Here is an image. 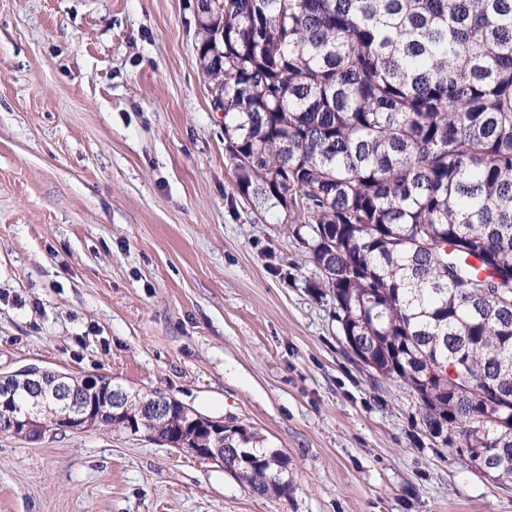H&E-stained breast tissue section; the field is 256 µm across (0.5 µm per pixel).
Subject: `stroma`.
<instances>
[{
  "label": "stroma",
  "mask_w": 512,
  "mask_h": 512,
  "mask_svg": "<svg viewBox=\"0 0 512 512\" xmlns=\"http://www.w3.org/2000/svg\"><path fill=\"white\" fill-rule=\"evenodd\" d=\"M197 0H0V374L161 391L288 457V495L110 429L0 434V512H512L344 353L308 253L234 190Z\"/></svg>",
  "instance_id": "1"
}]
</instances>
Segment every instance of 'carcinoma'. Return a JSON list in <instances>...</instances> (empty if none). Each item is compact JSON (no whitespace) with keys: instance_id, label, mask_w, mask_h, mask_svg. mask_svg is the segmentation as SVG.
Wrapping results in <instances>:
<instances>
[{"instance_id":"carcinoma-1","label":"carcinoma","mask_w":512,"mask_h":512,"mask_svg":"<svg viewBox=\"0 0 512 512\" xmlns=\"http://www.w3.org/2000/svg\"><path fill=\"white\" fill-rule=\"evenodd\" d=\"M203 2L235 192L285 214L341 336L430 435L512 486V0ZM93 426L218 445L178 406ZM263 443L224 428V469L286 495Z\"/></svg>"}]
</instances>
